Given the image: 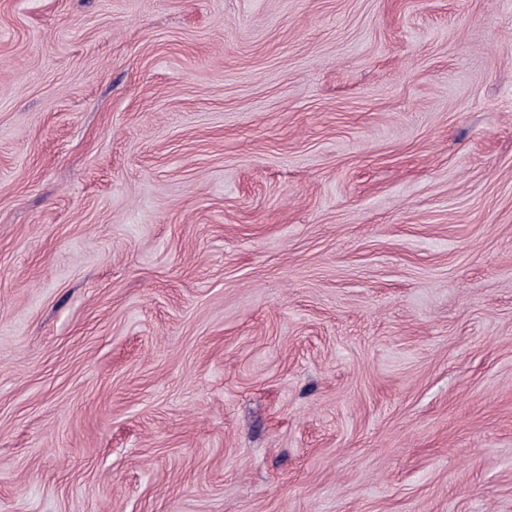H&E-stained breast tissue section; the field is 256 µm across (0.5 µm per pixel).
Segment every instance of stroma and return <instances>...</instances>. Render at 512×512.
Returning a JSON list of instances; mask_svg holds the SVG:
<instances>
[{"label": "stroma", "instance_id": "stroma-1", "mask_svg": "<svg viewBox=\"0 0 512 512\" xmlns=\"http://www.w3.org/2000/svg\"><path fill=\"white\" fill-rule=\"evenodd\" d=\"M0 512H512V0H0Z\"/></svg>", "mask_w": 512, "mask_h": 512}]
</instances>
